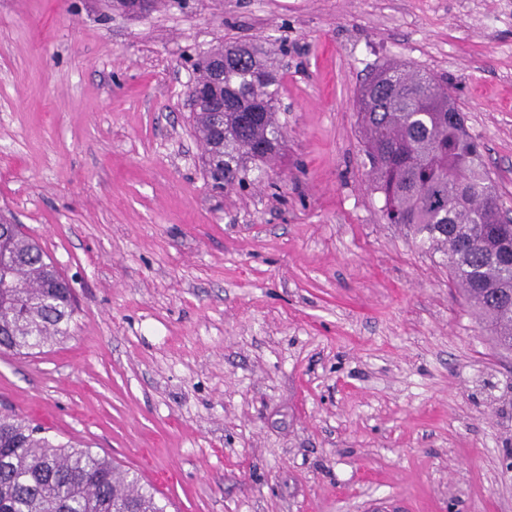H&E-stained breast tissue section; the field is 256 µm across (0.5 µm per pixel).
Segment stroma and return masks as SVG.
<instances>
[{"label": "stroma", "instance_id": "1", "mask_svg": "<svg viewBox=\"0 0 512 512\" xmlns=\"http://www.w3.org/2000/svg\"><path fill=\"white\" fill-rule=\"evenodd\" d=\"M251 41L281 155L217 189L192 64ZM388 64L447 83L512 211V0H0V214L80 309L0 353V413L170 512H512V353L364 163L357 97Z\"/></svg>", "mask_w": 512, "mask_h": 512}]
</instances>
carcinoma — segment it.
<instances>
[{"mask_svg":"<svg viewBox=\"0 0 512 512\" xmlns=\"http://www.w3.org/2000/svg\"><path fill=\"white\" fill-rule=\"evenodd\" d=\"M224 116L202 101L192 113L217 187L243 182L246 164L268 161L280 143V82L257 44L224 46ZM361 91L364 154L384 214L421 247L442 253L449 282L465 297L493 348L512 353V224L484 206L499 199L448 86L418 68L389 67ZM224 144H212L219 121ZM75 292L15 224L0 231V351L30 355L69 335ZM0 512H167L137 476L75 442L0 413Z\"/></svg>","mask_w":512,"mask_h":512,"instance_id":"cac0c4a2","label":"carcinoma"}]
</instances>
